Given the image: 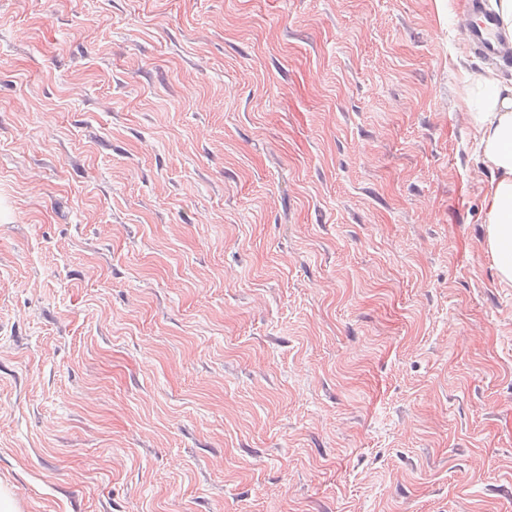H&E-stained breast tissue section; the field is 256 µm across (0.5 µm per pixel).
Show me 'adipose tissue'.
<instances>
[{
	"label": "adipose tissue",
	"instance_id": "adipose-tissue-1",
	"mask_svg": "<svg viewBox=\"0 0 512 512\" xmlns=\"http://www.w3.org/2000/svg\"><path fill=\"white\" fill-rule=\"evenodd\" d=\"M465 103L472 114L483 158L496 176L484 198L485 248L502 282H512V83L488 75L468 87Z\"/></svg>",
	"mask_w": 512,
	"mask_h": 512
}]
</instances>
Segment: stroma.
Returning <instances> with one entry per match:
<instances>
[{
  "instance_id": "35a3bbf8",
  "label": "stroma",
  "mask_w": 512,
  "mask_h": 512,
  "mask_svg": "<svg viewBox=\"0 0 512 512\" xmlns=\"http://www.w3.org/2000/svg\"><path fill=\"white\" fill-rule=\"evenodd\" d=\"M464 9L0 0L18 512H512Z\"/></svg>"
}]
</instances>
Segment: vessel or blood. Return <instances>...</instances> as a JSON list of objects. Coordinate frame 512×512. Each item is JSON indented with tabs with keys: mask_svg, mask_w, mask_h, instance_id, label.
<instances>
[{
	"mask_svg": "<svg viewBox=\"0 0 512 512\" xmlns=\"http://www.w3.org/2000/svg\"><path fill=\"white\" fill-rule=\"evenodd\" d=\"M461 27L467 45L483 59H512V39L502 30L497 15L486 8L483 0H470Z\"/></svg>",
	"mask_w": 512,
	"mask_h": 512,
	"instance_id": "vessel-or-blood-1",
	"label": "vessel or blood"
}]
</instances>
